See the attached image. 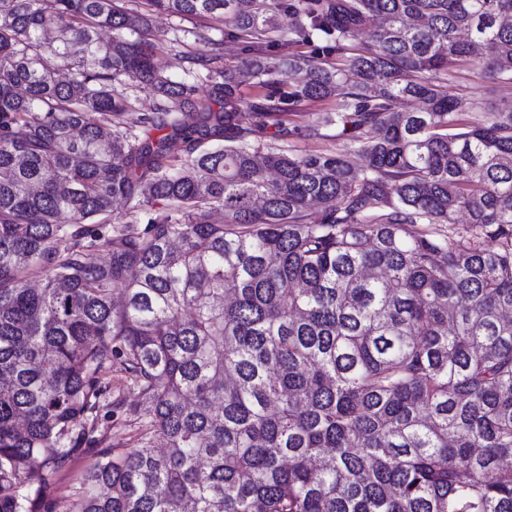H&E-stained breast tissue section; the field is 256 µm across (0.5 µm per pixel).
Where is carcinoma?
I'll use <instances>...</instances> for the list:
<instances>
[{
	"label": "carcinoma",
	"mask_w": 512,
	"mask_h": 512,
	"mask_svg": "<svg viewBox=\"0 0 512 512\" xmlns=\"http://www.w3.org/2000/svg\"><path fill=\"white\" fill-rule=\"evenodd\" d=\"M148 2L229 20L247 57L205 76L221 110L158 69L146 13L0 0V512H56L42 489L88 452L76 512H512V112L464 122L479 100L445 90L475 59L512 81V0ZM330 98L307 132L343 151L278 145ZM114 363L136 448L80 425ZM335 106L334 99H328L318 102H305L298 106L294 112H290L286 119H288V126H298L305 130L309 126L315 125L320 114Z\"/></svg>",
	"instance_id": "carcinoma-1"
}]
</instances>
